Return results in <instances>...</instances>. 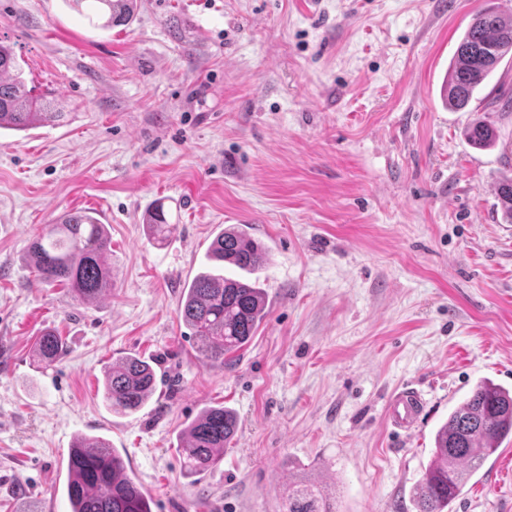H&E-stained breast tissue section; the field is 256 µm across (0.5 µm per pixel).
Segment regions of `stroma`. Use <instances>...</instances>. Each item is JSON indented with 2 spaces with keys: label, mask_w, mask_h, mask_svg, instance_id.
<instances>
[{
  "label": "stroma",
  "mask_w": 512,
  "mask_h": 512,
  "mask_svg": "<svg viewBox=\"0 0 512 512\" xmlns=\"http://www.w3.org/2000/svg\"><path fill=\"white\" fill-rule=\"evenodd\" d=\"M512 0H136L107 28L68 0H0V42L65 118L0 132V512H70L76 435L117 448L153 512H285L288 485L335 512H416L434 437L482 380L512 389V53L466 109L442 95L474 15ZM479 116L493 147H472ZM163 204L164 245L144 215ZM106 224L113 288L75 299L39 281L30 242L71 210ZM245 224L267 252L249 273L269 312L223 366L179 317L215 235ZM67 352L41 367L33 343ZM133 353L167 377L138 413L99 391ZM414 434L386 425L403 385ZM238 429L187 476L177 437L203 408ZM512 441L448 512H512ZM34 351L41 362L51 365L66 353L65 342L53 330H45L37 337ZM421 394L410 386H403L394 391L387 402L386 420L391 429L400 435L415 432L423 415Z\"/></svg>",
  "instance_id": "1"
}]
</instances>
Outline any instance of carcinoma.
<instances>
[{
  "mask_svg": "<svg viewBox=\"0 0 512 512\" xmlns=\"http://www.w3.org/2000/svg\"><path fill=\"white\" fill-rule=\"evenodd\" d=\"M91 2L105 12L104 26L128 24L135 0H70L76 7ZM512 52V21L488 9L476 14L449 64L443 97L452 110H462L476 91ZM52 103L33 94L10 47L0 44V130L22 131L61 121ZM475 146L495 141L491 124L475 120L466 132ZM505 220L512 222V179L498 187ZM156 240L168 237V223L159 204L144 219ZM110 248L105 225L89 212L70 211L28 247L27 260L45 284L62 286L76 299L93 302L112 290V270L104 262ZM207 259L216 267L197 274L182 289L179 317L197 338L201 359L224 365L242 350L267 315L266 294L256 284L224 276L222 265L253 270L266 260L261 245L244 229L220 232ZM34 351L51 365L66 353L65 342L52 330L37 337ZM158 384L153 361L123 356L105 371L103 397L115 413L132 414L151 398ZM237 430L234 412L222 405L199 412L180 434V454L188 475L211 469ZM512 438V392L492 382L478 384L435 434L433 460L414 486L418 512H447L464 482L506 439ZM65 492L70 512H152V499L127 472L121 455L98 437L80 435L69 451ZM286 512H333L327 491L311 482L288 484Z\"/></svg>",
  "mask_w": 512,
  "mask_h": 512,
  "instance_id": "obj_1",
  "label": "carcinoma"
}]
</instances>
